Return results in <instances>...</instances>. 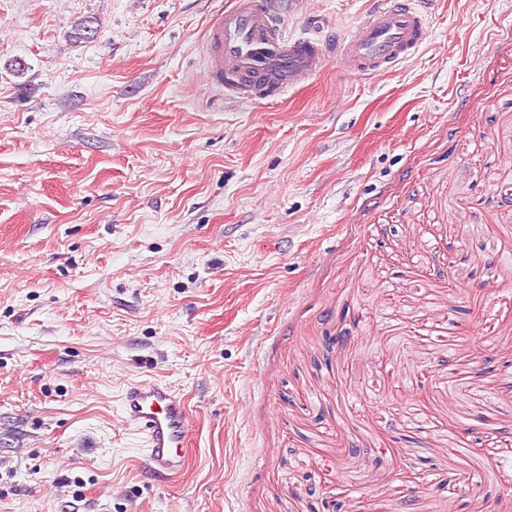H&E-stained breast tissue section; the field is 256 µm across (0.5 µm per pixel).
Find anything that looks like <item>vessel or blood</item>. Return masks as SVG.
I'll return each mask as SVG.
<instances>
[{"label":"vessel or blood","mask_w":512,"mask_h":512,"mask_svg":"<svg viewBox=\"0 0 512 512\" xmlns=\"http://www.w3.org/2000/svg\"><path fill=\"white\" fill-rule=\"evenodd\" d=\"M429 35L420 0H386L347 37L286 35L268 0H234L210 28L204 47L207 90L227 97L280 96L306 86L329 61L347 73L385 72L416 54ZM121 418L141 435L143 461L161 479L188 465L187 399L169 382H130L120 396Z\"/></svg>","instance_id":"1"}]
</instances>
